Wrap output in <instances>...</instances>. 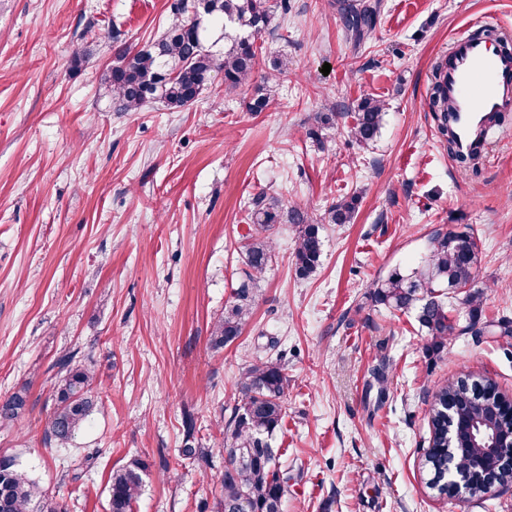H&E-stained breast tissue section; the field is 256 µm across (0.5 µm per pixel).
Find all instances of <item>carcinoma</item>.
Instances as JSON below:
<instances>
[{
	"label": "carcinoma",
	"instance_id": "obj_1",
	"mask_svg": "<svg viewBox=\"0 0 512 512\" xmlns=\"http://www.w3.org/2000/svg\"><path fill=\"white\" fill-rule=\"evenodd\" d=\"M345 29L361 39L376 25L378 5L361 0H336ZM271 0H176L173 20L156 41L133 48L123 43L115 46L114 61L103 75L119 112H138L152 100L171 109L193 105L203 90L215 79L224 82L228 91L246 84L260 66L255 36L266 29L272 19ZM224 39V51L215 52V33ZM434 111L441 113L442 130L448 131L451 105L435 84L430 95ZM334 112H318L309 135L317 139L320 132L333 125ZM384 105L373 98L363 99L355 112L350 135L358 144L376 140L382 130ZM448 152L461 165L473 167L477 154L457 149L454 136L448 137ZM358 196L344 198L329 211L333 224L350 223L358 209ZM247 220L251 232L242 237L244 269L235 289V298L224 307V314L214 321L211 341L214 347H226L242 334L254 302L258 275L275 259L271 241L278 224H295L298 236L293 264L296 274L307 278L320 266L323 254V225L298 207L287 210L279 200L264 194L253 198ZM479 258L478 239L474 230L437 233L431 240L424 265L410 272L399 269L372 285L371 299L397 311L413 309L422 331L428 336L425 350L439 353L446 347L448 335L455 330L448 317L449 295L466 289L460 304L467 312L465 329L481 321L479 294L470 291L476 278ZM78 352L66 351L53 364L56 369L55 408L46 422V437L60 446L70 444L88 422L98 406L95 375L89 365L77 359ZM288 372L282 358H268L247 366L238 383L239 395L230 406L222 430L224 473L218 476L219 512H283L288 478L281 469L279 449L272 446L286 416L285 397ZM509 395L496 383L479 382V390L463 379L451 380L435 392L429 412L430 447L424 464L434 472L433 486L447 489L448 425L460 414L480 419L488 410ZM26 406V390L20 389L0 402V420L16 419ZM187 438L183 456L200 460L205 451L192 441L194 423L185 421ZM148 465L141 459L114 471L110 478L108 512H134L143 491L142 474ZM0 512H66L42 498L38 485L11 458H0Z\"/></svg>",
	"mask_w": 512,
	"mask_h": 512
}]
</instances>
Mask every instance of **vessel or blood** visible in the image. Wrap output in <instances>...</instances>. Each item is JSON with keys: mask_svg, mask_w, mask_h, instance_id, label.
Listing matches in <instances>:
<instances>
[{"mask_svg": "<svg viewBox=\"0 0 512 512\" xmlns=\"http://www.w3.org/2000/svg\"><path fill=\"white\" fill-rule=\"evenodd\" d=\"M441 82L452 102L457 146L469 151L486 142L495 114L512 110V53L457 34Z\"/></svg>", "mask_w": 512, "mask_h": 512, "instance_id": "obj_1", "label": "vessel or blood"}]
</instances>
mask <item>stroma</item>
Instances as JSON below:
<instances>
[{
	"label": "stroma",
	"mask_w": 512,
	"mask_h": 512,
	"mask_svg": "<svg viewBox=\"0 0 512 512\" xmlns=\"http://www.w3.org/2000/svg\"><path fill=\"white\" fill-rule=\"evenodd\" d=\"M171 3L0 0V400L29 395L0 425V457L66 512H108L110 475L134 459L148 465L137 512H217L227 406L244 367L279 356L290 379L274 440L290 475L283 512H512V484L442 495L423 465L445 379L481 375L512 395V336L492 330L512 322V113L471 170L449 156L429 105L455 34L475 23L512 41V0H379L361 41L329 0H289L241 88L214 82L178 112L117 111L102 80L113 41H155ZM269 73L270 101L250 111ZM366 97L385 117L363 147L350 129ZM329 110L333 127L310 138L314 114ZM261 193L317 218L356 194L358 215L325 225L308 279L292 264L295 226L278 225L242 335L216 350L211 326L234 297ZM467 225L481 248L484 329L463 332L451 300L457 332L432 355L414 311L375 304L371 286L421 266L434 233ZM65 350L91 365L101 406L61 447L45 425ZM380 368L381 401L369 390ZM189 415L200 465L178 453Z\"/></svg>",
	"instance_id": "35a3bbf8"
}]
</instances>
